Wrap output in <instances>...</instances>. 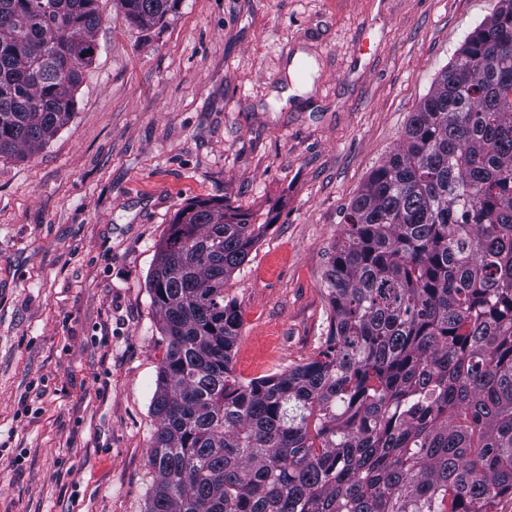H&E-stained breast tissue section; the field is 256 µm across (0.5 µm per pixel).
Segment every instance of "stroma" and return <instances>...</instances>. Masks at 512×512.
Returning a JSON list of instances; mask_svg holds the SVG:
<instances>
[{"label":"stroma","mask_w":512,"mask_h":512,"mask_svg":"<svg viewBox=\"0 0 512 512\" xmlns=\"http://www.w3.org/2000/svg\"><path fill=\"white\" fill-rule=\"evenodd\" d=\"M498 0H115L70 122L0 158V512H146L165 352L146 283L177 212L267 230L224 287L232 372L315 359L344 214ZM124 18L141 29H150L163 23L174 9L177 0H118Z\"/></svg>","instance_id":"obj_1"}]
</instances>
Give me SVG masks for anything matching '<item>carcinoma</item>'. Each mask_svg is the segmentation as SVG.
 Masks as SVG:
<instances>
[{
  "label": "carcinoma",
  "mask_w": 512,
  "mask_h": 512,
  "mask_svg": "<svg viewBox=\"0 0 512 512\" xmlns=\"http://www.w3.org/2000/svg\"><path fill=\"white\" fill-rule=\"evenodd\" d=\"M177 0H119L150 29ZM98 0H0V158L74 114ZM313 361L243 382L224 285L267 225L211 201L147 288L166 349L146 512H495L512 495V0L467 36L351 201Z\"/></svg>",
  "instance_id": "obj_1"
}]
</instances>
